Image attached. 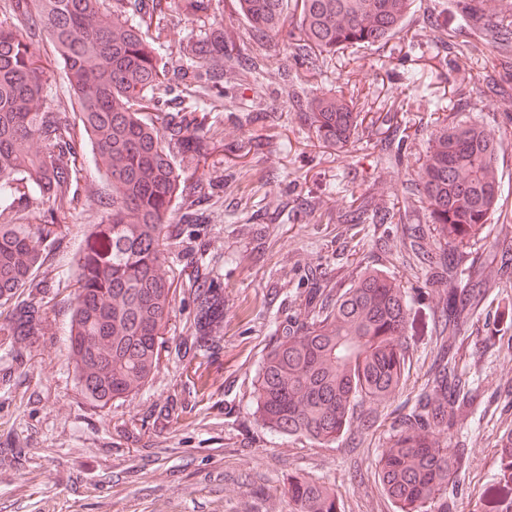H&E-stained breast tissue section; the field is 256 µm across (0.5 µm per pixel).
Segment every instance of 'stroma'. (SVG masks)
<instances>
[{"instance_id": "stroma-1", "label": "stroma", "mask_w": 512, "mask_h": 512, "mask_svg": "<svg viewBox=\"0 0 512 512\" xmlns=\"http://www.w3.org/2000/svg\"><path fill=\"white\" fill-rule=\"evenodd\" d=\"M453 0H417L413 15L387 43L348 49L337 70L307 83V90L340 88L359 95L360 112L379 105L413 121L408 164L389 165L380 134L361 149L324 143L282 100L266 97L267 80L242 90L246 100L265 99L274 121L267 127L238 125L225 117V141L249 146L246 155L220 154L214 163L238 171L224 189V210L214 218L207 256L224 282V355L210 369L208 395L191 414L168 428L147 427L113 445L116 427L163 403L183 378L181 365L162 361L153 381L126 400L99 408L80 393L66 336L65 295H58L48 333L31 353L28 391L0 388V438L23 443V464L0 467V512H290L284 497H265L262 487L288 473L323 481L335 489L344 512H397L375 477L384 430L364 431L352 420L339 444L318 447L271 434L253 415L251 384L277 339L276 327L298 310L310 277L346 286L360 265L382 269L404 288L425 332L409 337L411 366L394 400L374 404L385 416L416 398L427 383L433 353L430 326L437 323L442 287L432 265L403 248L410 227L431 232L417 196H405L409 169L418 168L438 107L456 104L458 87H481L483 63L449 57L441 69L424 66L408 51L415 40L434 56L441 28L456 26ZM418 68L419 86L403 89L399 74ZM497 165L503 190L478 246L482 264L464 268L463 279L483 280L488 262L512 247V133L499 137ZM318 185L322 208L314 216L281 224H257L256 213L285 210L296 189ZM397 203L409 224L353 232L337 218L353 197ZM461 372L484 394L448 433L450 451H462V480L448 498L449 512H486L475 488L497 478L493 448L499 431L512 427V328L495 339L471 336Z\"/></svg>"}]
</instances>
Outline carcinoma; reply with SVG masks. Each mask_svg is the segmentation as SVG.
I'll return each mask as SVG.
<instances>
[{
  "label": "carcinoma",
  "mask_w": 512,
  "mask_h": 512,
  "mask_svg": "<svg viewBox=\"0 0 512 512\" xmlns=\"http://www.w3.org/2000/svg\"><path fill=\"white\" fill-rule=\"evenodd\" d=\"M416 0H228L256 45L249 54L210 21L212 0H0V335L11 365L0 385L18 389L31 373L27 349L46 336L61 280L56 258L70 227L61 220L90 202L67 301V341L84 397L104 408L154 379L161 357L187 367L224 355V282L204 258L216 204L234 172H199L224 149L217 139L224 98L263 75L282 48V83L271 90L315 134L338 148L356 147L363 125L357 98L342 90L309 95L308 77L328 69L336 52L383 44L402 28ZM458 30L439 37L448 55L512 53V0H455ZM199 23L162 53L171 28ZM48 44L67 91H52L37 50ZM252 104L246 124L264 121ZM408 127L385 141L387 160L404 163ZM98 172L87 195V153ZM494 128L454 109L430 132L420 167L406 188L420 193L426 223L442 242L448 275L444 323L436 339L432 387L392 423L375 465L398 512H448V489L461 464L448 454L447 431L478 392L458 371L466 333L487 290L461 284L475 263L472 246L491 223L502 181ZM404 222L395 206L359 196L338 223ZM180 248L182 263L169 265ZM188 304L185 336L166 345L175 301ZM414 330L408 297L382 271L365 268L346 288H311L303 310L279 325L253 384L255 412L269 431L318 445L338 441L366 403L391 398L403 383ZM206 383L189 377L147 415L116 430L164 427L187 412ZM496 483L479 490L492 512H512V430L499 434ZM292 512H342L324 482L299 474L272 488Z\"/></svg>",
  "instance_id": "cac0c4a2"
}]
</instances>
